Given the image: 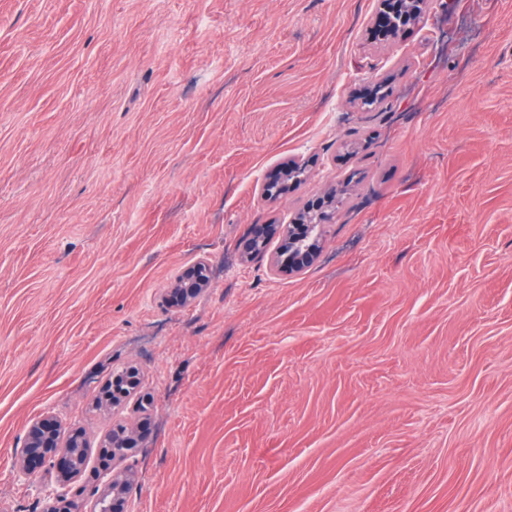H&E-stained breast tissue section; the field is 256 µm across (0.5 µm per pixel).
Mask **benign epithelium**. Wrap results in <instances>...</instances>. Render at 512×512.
<instances>
[{
	"label": "benign epithelium",
	"instance_id": "7a95c632",
	"mask_svg": "<svg viewBox=\"0 0 512 512\" xmlns=\"http://www.w3.org/2000/svg\"><path fill=\"white\" fill-rule=\"evenodd\" d=\"M394 10L408 13L412 19L423 17L430 0H381V11L374 21L382 26L388 36L397 33L394 21L383 13L387 4ZM325 225L311 221L307 224H256L252 232L239 245L238 257L243 264L265 254L268 243L275 237L280 243L275 256L270 258V270L300 272L311 265L319 255ZM212 280V268L204 256L198 258L184 276L177 280L171 292L170 305H187L206 291ZM62 422L53 415H42L28 426L26 441L16 457L13 469L18 480L36 488L43 512H125L126 496L137 483L138 475L133 465L127 463L129 451L144 445L146 433L138 422L126 431L100 440L99 447L107 449L109 463L95 471V499H81L85 487L79 482L88 466L89 445L80 432L72 431L67 442L61 440Z\"/></svg>",
	"mask_w": 512,
	"mask_h": 512
}]
</instances>
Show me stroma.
<instances>
[{
    "label": "stroma",
    "instance_id": "stroma-1",
    "mask_svg": "<svg viewBox=\"0 0 512 512\" xmlns=\"http://www.w3.org/2000/svg\"><path fill=\"white\" fill-rule=\"evenodd\" d=\"M377 7L0 0L5 512L43 510L13 475L33 419L94 456L137 419L94 405L130 363L129 512H512V0H433L390 46ZM342 187L308 268L239 262ZM212 280V268L204 256L198 258L187 270L181 280H177L171 289V295L166 302L169 305H187L198 295L206 291ZM180 298H175L174 293Z\"/></svg>",
    "mask_w": 512,
    "mask_h": 512
}]
</instances>
